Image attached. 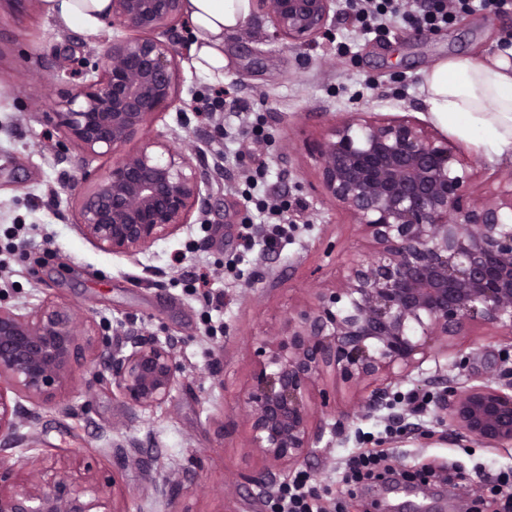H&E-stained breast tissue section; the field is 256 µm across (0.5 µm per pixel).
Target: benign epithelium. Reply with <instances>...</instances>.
<instances>
[{
	"label": "benign epithelium",
	"instance_id": "1",
	"mask_svg": "<svg viewBox=\"0 0 512 512\" xmlns=\"http://www.w3.org/2000/svg\"><path fill=\"white\" fill-rule=\"evenodd\" d=\"M332 0H256L276 38L309 44L327 31ZM183 0H111L115 36L93 63L63 67L79 79L54 103L64 141L88 157L112 155L177 101ZM325 196L347 210L372 253L353 258L337 286L295 311L286 329L260 342L243 384L248 444L267 473L298 462L320 438L314 407L330 405L326 375L360 393L369 409L431 357L448 354L480 326L512 336V172L480 192L468 162L447 139L406 118L353 112L317 144ZM88 182L78 211L100 249L135 255L205 212V174L171 143L143 139ZM99 353L95 325L46 301L27 313L0 305V445ZM112 387L139 409L164 405L179 383L173 348L155 338L116 337ZM451 426L485 444L512 445V380L458 386L439 397ZM112 495H107V489ZM117 480L68 455L0 460V512H128Z\"/></svg>",
	"mask_w": 512,
	"mask_h": 512
}]
</instances>
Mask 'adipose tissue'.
I'll return each mask as SVG.
<instances>
[{
  "mask_svg": "<svg viewBox=\"0 0 512 512\" xmlns=\"http://www.w3.org/2000/svg\"><path fill=\"white\" fill-rule=\"evenodd\" d=\"M64 28L96 33L109 17L111 0H43ZM194 27L193 51L206 71L223 69L224 36L251 16V0H184ZM424 101L433 120L467 139L512 153V59L497 51L479 61H441L423 74Z\"/></svg>",
  "mask_w": 512,
  "mask_h": 512,
  "instance_id": "ef3b65f1",
  "label": "adipose tissue"
}]
</instances>
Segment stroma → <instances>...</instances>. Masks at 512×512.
<instances>
[{"label":"stroma","instance_id":"obj_1","mask_svg":"<svg viewBox=\"0 0 512 512\" xmlns=\"http://www.w3.org/2000/svg\"><path fill=\"white\" fill-rule=\"evenodd\" d=\"M270 17L255 11L249 26L224 37L223 79L197 68L195 40L184 23L177 58L180 93L176 109L159 114L147 137L175 142L187 155L202 153L211 174V208L188 225L130 257L98 248L76 223L83 171L103 173L107 157L87 160L60 149L53 103L71 84L60 75L57 55L96 59L111 40L112 26L89 34L64 28L43 0H29L23 14L0 5V253L9 261L0 274V303L25 313L47 300L69 305L101 325L106 338L138 333L172 343L180 381L162 407L141 410L113 393L107 355L85 363L74 384L39 407L38 422L23 433L45 445L79 455L103 472L116 473L129 512H276V497L248 484L265 462L247 446L239 392L255 361L257 341L277 334L289 313L311 305L317 289L334 287L347 258L366 254L370 242L350 213L322 192L314 144L350 113L432 119L424 106V69L455 57L477 58L512 39V10L457 13L448 26L417 31L397 25L388 35L354 31L331 9L326 34L308 46L273 39ZM228 91L224 111L203 120L214 88ZM261 114L264 138L252 143L239 109ZM474 165L478 179L512 170L498 156L444 133ZM269 168L258 185L246 177L258 159ZM283 195L289 229L266 245L254 198ZM206 274L207 290L223 304L206 305L195 291ZM467 369L453 358L426 361L393 394L416 391L429 404L417 417L393 403L359 411L353 391L336 390L333 410L321 413L322 440L299 463L283 468L280 484L298 472L315 478L319 494L341 512H372L383 502L394 512L410 505L429 512H456L458 500L427 487L408 495L363 489L342 481L345 461L360 449L384 450L392 467L411 474L449 473L464 479L473 496H486L477 474L512 467V446L494 448L454 430L436 402L445 381L475 385L488 358L504 355L512 367V343L477 329L458 342ZM178 486L173 502L157 497L153 482Z\"/></svg>","mask_w":512,"mask_h":512}]
</instances>
